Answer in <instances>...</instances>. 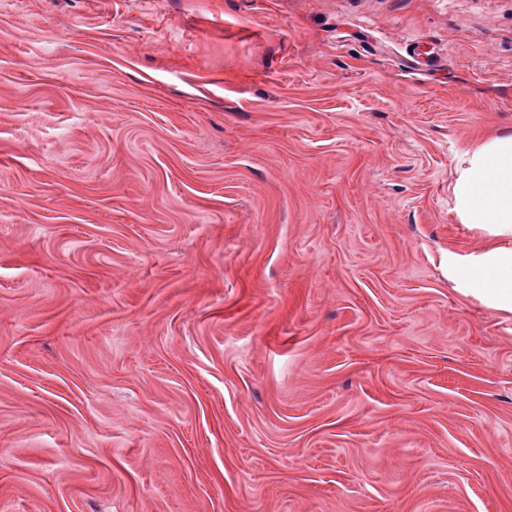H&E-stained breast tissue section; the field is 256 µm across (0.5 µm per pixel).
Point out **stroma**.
I'll use <instances>...</instances> for the list:
<instances>
[{
  "label": "stroma",
  "instance_id": "stroma-1",
  "mask_svg": "<svg viewBox=\"0 0 512 512\" xmlns=\"http://www.w3.org/2000/svg\"><path fill=\"white\" fill-rule=\"evenodd\" d=\"M502 132L512 0H0V512H512ZM463 224H483L509 245L459 267L470 290L512 313V132L499 133L465 152L452 187Z\"/></svg>",
  "mask_w": 512,
  "mask_h": 512
}]
</instances>
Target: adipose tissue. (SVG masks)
Segmentation results:
<instances>
[{"mask_svg":"<svg viewBox=\"0 0 512 512\" xmlns=\"http://www.w3.org/2000/svg\"><path fill=\"white\" fill-rule=\"evenodd\" d=\"M452 195L460 223L484 225L504 241L463 264L461 273L475 295L512 313V132L465 152Z\"/></svg>","mask_w":512,"mask_h":512,"instance_id":"adipose-tissue-1","label":"adipose tissue"}]
</instances>
